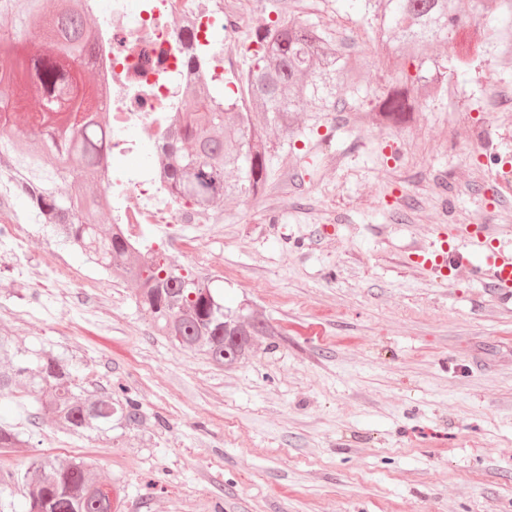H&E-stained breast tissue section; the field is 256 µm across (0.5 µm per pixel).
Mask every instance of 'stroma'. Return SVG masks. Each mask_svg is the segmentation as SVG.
I'll use <instances>...</instances> for the list:
<instances>
[{
    "instance_id": "1",
    "label": "stroma",
    "mask_w": 512,
    "mask_h": 512,
    "mask_svg": "<svg viewBox=\"0 0 512 512\" xmlns=\"http://www.w3.org/2000/svg\"><path fill=\"white\" fill-rule=\"evenodd\" d=\"M225 77L247 68L270 17L318 23L363 61L374 91L411 60L379 50L357 0H249ZM512 87V54L477 55L452 82L457 102L418 93L410 120L384 127L367 103L307 105L300 134L268 132L264 192L225 200L220 221L138 224L134 236L209 279L274 335L252 356L213 365L158 336L136 285L112 278L36 224L24 198L9 215L28 240L23 265L0 252V334L52 348L79 389L126 388L137 426L78 439L37 394L0 402L31 459L88 461L119 512H512V305L468 263L443 281L413 261L438 233L465 250L475 221L512 240V195L498 197L477 153L512 162V112L488 111L483 146L475 101ZM410 195L412 204L397 209Z\"/></svg>"
}]
</instances>
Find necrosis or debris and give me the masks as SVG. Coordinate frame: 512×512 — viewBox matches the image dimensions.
<instances>
[{"label":"necrosis or debris","instance_id":"1","mask_svg":"<svg viewBox=\"0 0 512 512\" xmlns=\"http://www.w3.org/2000/svg\"><path fill=\"white\" fill-rule=\"evenodd\" d=\"M92 17L98 35L95 73L108 90L112 115L114 224H191L196 212L167 196L158 165L130 167L140 145L128 138L136 128L163 135L185 109L184 90L197 79L185 60L209 43L236 45L242 12L228 13L224 0H110Z\"/></svg>","mask_w":512,"mask_h":512}]
</instances>
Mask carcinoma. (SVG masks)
Returning a JSON list of instances; mask_svg holds the SVG:
<instances>
[{
	"label": "carcinoma",
	"instance_id": "carcinoma-1",
	"mask_svg": "<svg viewBox=\"0 0 512 512\" xmlns=\"http://www.w3.org/2000/svg\"><path fill=\"white\" fill-rule=\"evenodd\" d=\"M370 25L385 44L423 55L453 38L461 14L453 0H363ZM0 17L11 20L0 36V90L14 99L0 111V186L26 199L36 223L87 258L137 284L136 303L160 335L181 348L201 349L218 366L249 356L258 336H273L264 320L227 307L209 282L176 264L163 250L134 245L118 224L97 233L96 208L112 205L102 170L112 162V129L106 113L92 109L95 94L85 81L86 62H95L96 36L87 25V0H61L50 13L42 0H0ZM257 48L237 77L244 95H225L217 78L186 89L190 103L173 130L157 139V161L167 187L181 203L203 211L221 208L226 198L249 199L264 188L272 147L254 122L296 133L298 112L314 101L323 111L344 104L341 94L359 99L361 60L344 52L317 25L277 19L255 32ZM455 70L433 61L416 74L405 71L371 99V111L384 125L406 122L414 111L413 88L448 89ZM38 97L44 108L29 112ZM28 129L39 140L21 144ZM194 160H189V157ZM39 389L34 417L42 415L78 438L108 439L114 423L137 424L140 404L127 389L76 391L70 360L51 349L22 347L0 336V396ZM26 447L21 433L0 424V452ZM9 478L25 489L23 512H112V499L88 465L35 458L21 475Z\"/></svg>",
	"mask_w": 512,
	"mask_h": 512
}]
</instances>
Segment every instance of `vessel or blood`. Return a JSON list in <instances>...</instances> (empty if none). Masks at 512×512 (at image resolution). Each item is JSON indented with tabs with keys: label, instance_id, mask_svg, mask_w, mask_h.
Here are the masks:
<instances>
[{
	"label": "vessel or blood",
	"instance_id": "obj_1",
	"mask_svg": "<svg viewBox=\"0 0 512 512\" xmlns=\"http://www.w3.org/2000/svg\"><path fill=\"white\" fill-rule=\"evenodd\" d=\"M476 256L472 274L477 281L489 282L497 290L501 303H512V246L491 235L486 227H479L472 239ZM417 264L433 271L438 278L447 279L454 258L445 237H437L426 248L415 254Z\"/></svg>",
	"mask_w": 512,
	"mask_h": 512
}]
</instances>
